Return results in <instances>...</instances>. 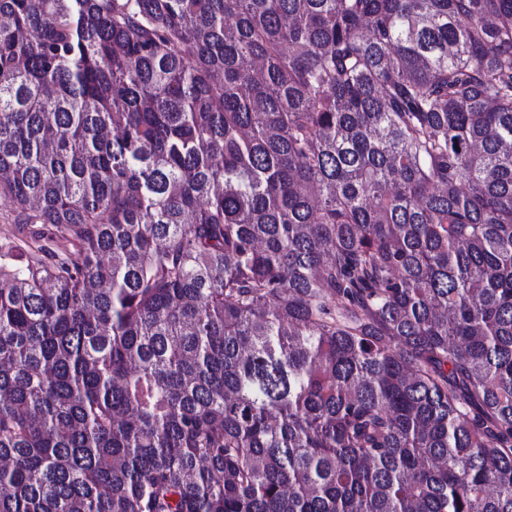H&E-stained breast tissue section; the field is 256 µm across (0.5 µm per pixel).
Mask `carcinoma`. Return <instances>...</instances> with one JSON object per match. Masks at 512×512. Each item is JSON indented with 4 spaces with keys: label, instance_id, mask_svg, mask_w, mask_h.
I'll list each match as a JSON object with an SVG mask.
<instances>
[{
    "label": "carcinoma",
    "instance_id": "carcinoma-1",
    "mask_svg": "<svg viewBox=\"0 0 512 512\" xmlns=\"http://www.w3.org/2000/svg\"><path fill=\"white\" fill-rule=\"evenodd\" d=\"M0 512H512V0H0ZM11 215L10 203L0 199V266H20L27 263L32 257L46 259L44 253L38 251L40 245H45L51 252L65 257L73 252L69 243L64 241H41L25 238L18 235L15 224H7V217ZM22 237L23 241L19 238Z\"/></svg>",
    "mask_w": 512,
    "mask_h": 512
}]
</instances>
